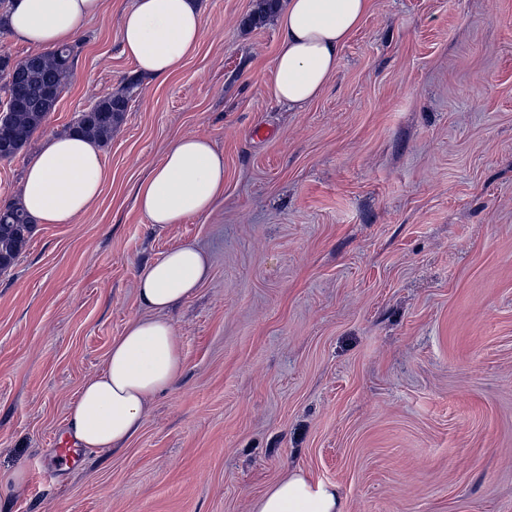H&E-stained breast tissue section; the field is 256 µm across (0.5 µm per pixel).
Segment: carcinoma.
<instances>
[{
	"instance_id": "cac0c4a2",
	"label": "carcinoma",
	"mask_w": 512,
	"mask_h": 512,
	"mask_svg": "<svg viewBox=\"0 0 512 512\" xmlns=\"http://www.w3.org/2000/svg\"><path fill=\"white\" fill-rule=\"evenodd\" d=\"M278 0H260L256 11L245 23L257 25L275 12ZM75 47L64 46L13 61L0 55V91L10 97L15 108L0 117V145L7 142L16 156L47 120L59 100L63 80L72 68ZM137 80H127L123 88L98 100L94 112L82 113L64 132L81 134L105 142L127 112ZM31 220L16 203L0 208V271L8 268L26 242Z\"/></svg>"
}]
</instances>
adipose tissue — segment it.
I'll list each match as a JSON object with an SVG mask.
<instances>
[{"mask_svg": "<svg viewBox=\"0 0 512 512\" xmlns=\"http://www.w3.org/2000/svg\"><path fill=\"white\" fill-rule=\"evenodd\" d=\"M106 0H14L5 31L39 51L76 41L103 13ZM369 0H288L279 19L272 77L277 99L301 110L335 73L341 52ZM203 31L199 0H134L121 22V50L148 80H165L195 52ZM106 178L99 144L86 136L47 137L32 156L20 202L41 224H70L98 199ZM224 193V156L209 139L185 135L136 189L151 224H178L209 212ZM208 274L196 246L183 244L148 264L138 277L147 317L129 322L104 371L69 408L68 430L79 446L108 451L131 439L149 400L181 375V349L166 314L190 297ZM255 512H347L336 485L298 470L255 503Z\"/></svg>", "mask_w": 512, "mask_h": 512, "instance_id": "ef3b65f1", "label": "adipose tissue"}]
</instances>
